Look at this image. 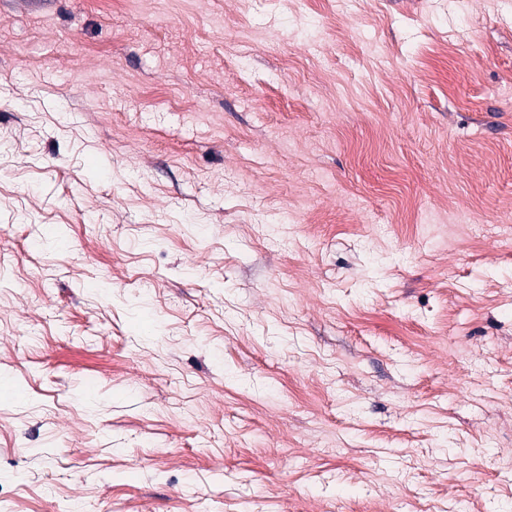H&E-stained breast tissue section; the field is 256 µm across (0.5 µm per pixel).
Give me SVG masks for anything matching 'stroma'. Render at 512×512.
<instances>
[{
  "mask_svg": "<svg viewBox=\"0 0 512 512\" xmlns=\"http://www.w3.org/2000/svg\"><path fill=\"white\" fill-rule=\"evenodd\" d=\"M474 223L512 0H0V512H512Z\"/></svg>",
  "mask_w": 512,
  "mask_h": 512,
  "instance_id": "stroma-1",
  "label": "stroma"
}]
</instances>
